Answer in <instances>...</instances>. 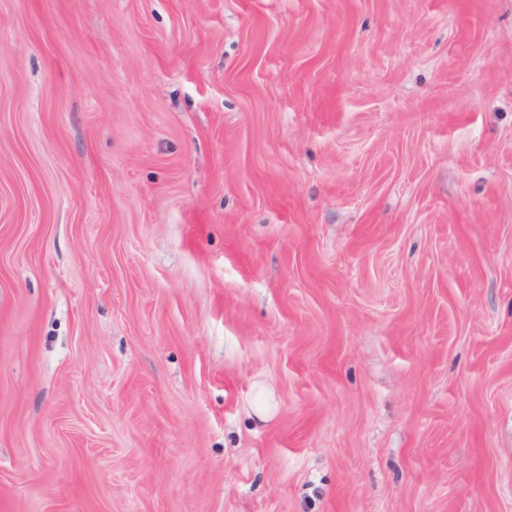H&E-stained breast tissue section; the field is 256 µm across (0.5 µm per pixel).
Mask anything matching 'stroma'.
I'll return each instance as SVG.
<instances>
[{"instance_id":"stroma-1","label":"stroma","mask_w":512,"mask_h":512,"mask_svg":"<svg viewBox=\"0 0 512 512\" xmlns=\"http://www.w3.org/2000/svg\"><path fill=\"white\" fill-rule=\"evenodd\" d=\"M0 512H512V0H0Z\"/></svg>"}]
</instances>
